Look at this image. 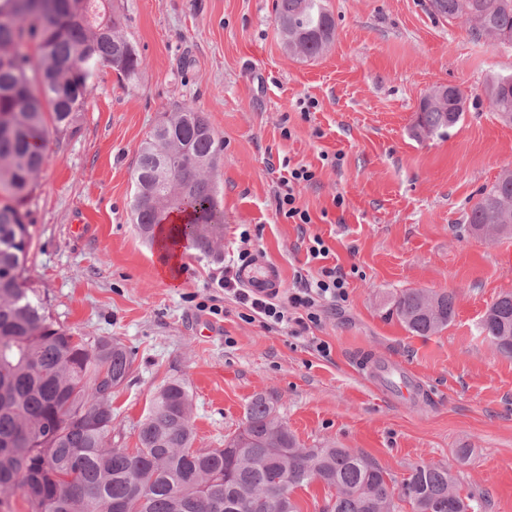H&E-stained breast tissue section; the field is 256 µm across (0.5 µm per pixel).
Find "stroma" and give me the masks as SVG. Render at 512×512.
<instances>
[{
    "label": "stroma",
    "instance_id": "1",
    "mask_svg": "<svg viewBox=\"0 0 512 512\" xmlns=\"http://www.w3.org/2000/svg\"><path fill=\"white\" fill-rule=\"evenodd\" d=\"M326 3L335 41L302 60L281 44L273 0H114L142 66L131 83L98 69L75 130L50 132L27 204L26 276L74 335L109 337L131 354L133 372L112 396L127 446L156 388L180 378L196 447H223L262 394L305 447L364 454L397 483L439 463L477 512H512V359L480 333L487 307L512 292V237L467 229L480 190L512 169V124L484 94L488 75L512 74V46L434 18L428 0ZM441 85L462 92V118L447 136L416 138L420 101ZM186 102L222 145L212 178L224 239L215 255L187 247L174 282L131 205L141 143ZM297 164L316 174L297 189L308 224L277 208L279 179ZM245 230L284 290L316 276L306 247L321 236L347 275L346 302L298 337L245 321L229 296L220 315L199 310ZM404 288L453 292V320L432 336L410 333L388 314ZM380 360L418 378L423 394L402 403L381 391L371 373Z\"/></svg>",
    "mask_w": 512,
    "mask_h": 512
}]
</instances>
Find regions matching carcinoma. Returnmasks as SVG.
Here are the masks:
<instances>
[{"mask_svg":"<svg viewBox=\"0 0 512 512\" xmlns=\"http://www.w3.org/2000/svg\"><path fill=\"white\" fill-rule=\"evenodd\" d=\"M289 54L321 57L336 37L322 0H275ZM431 13L461 19L477 40L512 45V0H430ZM478 24H473V20ZM39 40L33 63L28 40ZM141 59L123 34L112 0H0V489L21 485L30 512H299L290 496L313 482L328 491L326 512H474L448 469L411 468L397 485L366 456L347 448H306L264 396L247 405L238 432L222 448L194 452L192 398L173 378L155 391L128 448L112 427V393L133 372L119 341L76 336L53 321L25 277L30 233L21 207L44 156L35 143L55 127L75 125L87 80L110 67L123 80ZM490 106L512 121V74L485 85ZM464 104L433 90L421 100L416 135L443 136L461 120ZM222 145L204 112L182 105L142 142L134 170L133 221L151 240L171 213L175 227L205 254L224 235V210L210 172ZM512 170L484 188L468 229L512 224ZM389 314L420 336L438 333L455 316V295L407 288ZM480 332L512 358V292L486 310Z\"/></svg>","mask_w":512,"mask_h":512,"instance_id":"obj_1","label":"carcinoma"}]
</instances>
